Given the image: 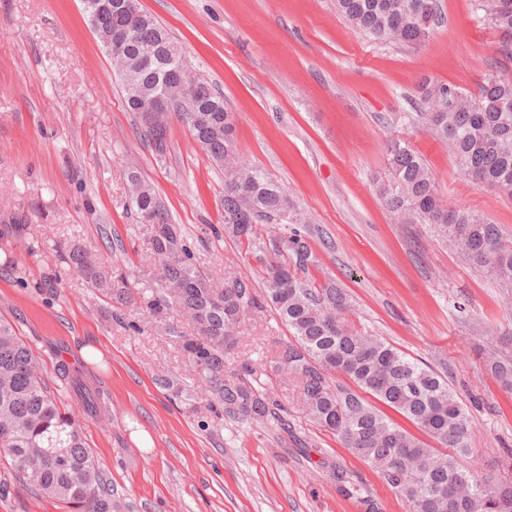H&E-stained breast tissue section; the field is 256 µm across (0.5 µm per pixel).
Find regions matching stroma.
Here are the masks:
<instances>
[{
	"mask_svg": "<svg viewBox=\"0 0 512 512\" xmlns=\"http://www.w3.org/2000/svg\"><path fill=\"white\" fill-rule=\"evenodd\" d=\"M438 23L402 45L365 37L334 0H140L165 24L193 76L213 83L235 117L240 155L288 192L318 262L308 281H336L349 325L432 366L468 405L479 470L512 477V394L485 369L512 296L465 265L423 224H399L381 195L391 139L432 170L448 206L512 232V199L459 174L445 143L416 114L419 85L478 93L485 75H512L475 0H436ZM137 172L180 224L196 263L261 281L273 253L224 232V175L180 122L157 157L128 112L112 61L81 0H0V319L29 345L58 402L77 413L87 447L112 483L119 512H360L330 480L343 464L383 512H413L335 434L308 421L300 390L271 362L289 332L273 311L243 327L254 378L281 401L294 435L190 411L176 389L197 386L179 342L154 320L96 298L62 259L76 244L140 276L147 231L131 206ZM465 304L468 318L457 317ZM97 345L100 363L80 349ZM66 364L102 398L86 411L55 375ZM172 380V388L158 378ZM0 512H67L38 497L0 460Z\"/></svg>",
	"mask_w": 512,
	"mask_h": 512,
	"instance_id": "stroma-1",
	"label": "stroma"
}]
</instances>
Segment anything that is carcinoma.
<instances>
[{
	"label": "carcinoma",
	"mask_w": 512,
	"mask_h": 512,
	"mask_svg": "<svg viewBox=\"0 0 512 512\" xmlns=\"http://www.w3.org/2000/svg\"><path fill=\"white\" fill-rule=\"evenodd\" d=\"M336 10L356 30L398 43L424 39L436 25L434 0H335ZM483 19L512 54V0H477ZM175 42L150 17L122 49L128 79L121 80L127 109L138 115L144 136L155 149L166 147L167 127L148 125L142 100L175 91L183 82L190 95L174 101V115L193 140L224 170V232L264 250L261 224H283L272 242L278 261L266 266L265 288L236 276L219 289L213 276L194 262L179 226L152 187L130 173V200L139 220L149 219L147 250L154 265L145 277L158 287L146 295L120 269L100 264L90 252L69 248L65 263L78 269L91 288L126 310L149 309L154 316L178 311L193 334L178 336L194 365L200 392L225 415L271 423L288 433L284 406L260 385L238 351L240 327L251 315L274 309L293 340L278 352L274 370L298 378L306 416L332 431L344 447L376 469L389 487L404 495L414 512H512V481L485 476L463 463L472 454L470 414L438 372L410 360L393 345L350 329L344 322L347 293L332 281L317 285L300 277L316 256L298 225L284 191L261 168L243 161L234 140V117L204 78L187 80L186 64L171 59ZM419 117L448 143L458 171L479 186L512 198V79L487 75L478 98L452 83L428 82L420 88ZM389 179L381 192L401 224H429L462 259L512 293V234L466 208H450L440 198L425 161L395 140L387 150ZM490 371L512 393V335L502 337ZM58 377L79 392L86 406L98 408V394L75 382L65 365ZM353 386L335 383V375ZM398 412L436 440L445 451L426 445L388 419L365 394ZM0 455L35 491L63 503L69 512H112V488L99 461L86 447L74 415L62 410L47 386L37 359L13 326L0 319ZM340 493L363 512H382L350 473L329 464Z\"/></svg>",
	"instance_id": "cac0c4a2"
}]
</instances>
